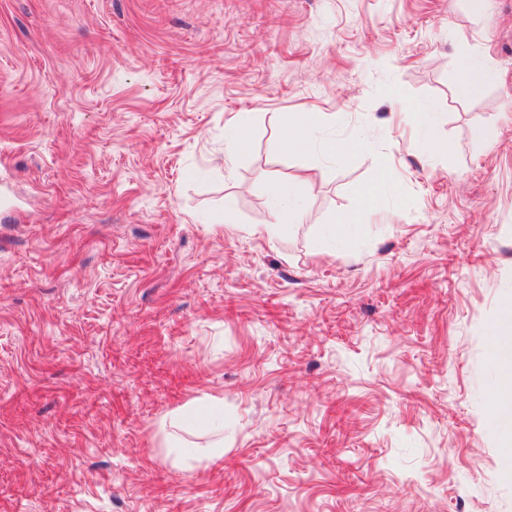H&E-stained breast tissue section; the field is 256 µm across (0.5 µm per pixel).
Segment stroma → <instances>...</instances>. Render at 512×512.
Wrapping results in <instances>:
<instances>
[{
	"mask_svg": "<svg viewBox=\"0 0 512 512\" xmlns=\"http://www.w3.org/2000/svg\"><path fill=\"white\" fill-rule=\"evenodd\" d=\"M510 302L512 0H0V512H512ZM458 56L460 62L459 89L461 93L469 94L481 85L484 79V70L473 62L468 44L465 41L458 44ZM328 117L323 112H300L293 121H288L279 134L282 149L289 152H299L308 146L314 136V131L323 125ZM309 185L310 182L306 177L297 175L288 183H281L272 188L270 198L272 200L273 222L272 224H266L265 227L270 238L277 234L282 223L291 216L288 209L282 204L283 194L288 191V197L302 195L309 189ZM376 189L377 186L375 184H371L366 187L360 195V200L357 205L358 210L351 214H340L336 217V224L334 225L333 232L336 236V239H338L340 242H345L347 240L350 226L356 223L357 219H365V212L363 210L362 204L376 191ZM493 360L500 369L499 380L508 384L507 387L497 385L492 393V403L500 424L512 428V303L504 306L499 321L493 326Z\"/></svg>",
	"mask_w": 512,
	"mask_h": 512,
	"instance_id": "1",
	"label": "stroma"
}]
</instances>
